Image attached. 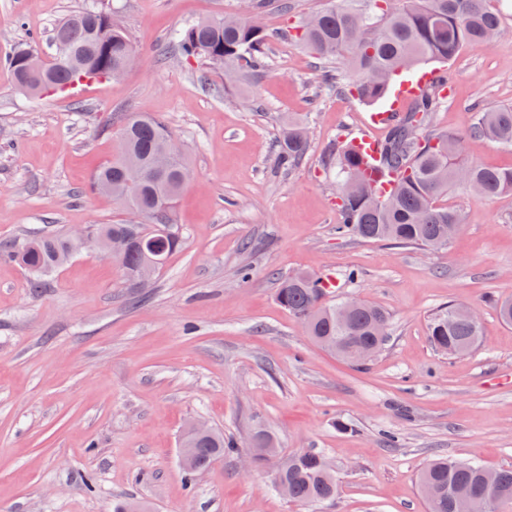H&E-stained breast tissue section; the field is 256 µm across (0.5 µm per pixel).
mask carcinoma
<instances>
[{
    "mask_svg": "<svg viewBox=\"0 0 512 512\" xmlns=\"http://www.w3.org/2000/svg\"><path fill=\"white\" fill-rule=\"evenodd\" d=\"M491 0H328L327 6L294 26L296 36L318 60L321 86L342 84L357 101L382 106L396 81L410 76L420 64H447L468 45H492L502 34L498 11ZM110 9L100 5L85 8L58 21L51 33L52 44L64 50L38 76L26 81L30 96L64 92L91 78H119L125 58L134 52L124 29L109 27L104 15ZM269 34L257 16H224L192 23L175 37V46L186 60H198L209 67H222L238 81L257 79L268 66L266 44ZM442 102L439 85L431 83L405 112L402 121L389 128L383 140L380 168L383 176H393L394 187L383 192L364 174L369 164L352 140L336 141L327 155L325 167L339 178L337 199L340 220L336 233L367 242H388L398 246L423 247L431 237L445 233L450 224H461L460 214L440 200L448 188L461 183L482 197L512 193V168L498 169L469 162L464 158L462 136L439 132L424 137L420 130ZM118 125V146L112 159L92 176L93 190L103 182L119 187L128 177V160L143 169L139 194L122 198L127 211L144 218V226L96 224L90 233L102 241L114 237L127 241V250L117 260L128 287L149 253L142 233L159 215L165 224L175 225L176 236L162 243L159 259L169 258L182 246L184 229L175 223L174 205L183 190L182 173L189 168L186 157L164 154L170 137L164 119L141 114L112 117ZM471 134L512 147V109L481 112ZM310 149L306 128L288 121V137L277 145L275 163L282 169L295 166ZM75 254L66 233L26 239L19 243L0 241V259L20 262L31 274L29 287H42L43 277L59 268ZM328 290L321 279L298 273L281 279L279 302L299 317L307 334L318 344H336L341 336L358 342L386 336L388 315L384 309L358 303L349 324L336 321V305L325 303ZM457 309H441L430 324V341L450 354H466L477 344L480 325L466 316L449 318ZM183 444L195 449V464L185 472L191 477L208 468L232 448L224 435L214 430L205 436L190 435ZM257 460H271L266 448H276L274 437L260 430L253 438ZM485 467L476 461L437 459L422 472L420 483L427 512H456L455 496L493 497L512 507V468L496 471L489 485ZM288 487V500L317 507L336 498L338 484L334 471L322 455L298 452L285 468L274 467L273 485Z\"/></svg>",
    "mask_w": 512,
    "mask_h": 512,
    "instance_id": "carcinoma-1",
    "label": "carcinoma"
}]
</instances>
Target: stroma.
I'll list each match as a JSON object with an SVG mask.
<instances>
[{"label": "stroma", "instance_id": "obj_1", "mask_svg": "<svg viewBox=\"0 0 512 512\" xmlns=\"http://www.w3.org/2000/svg\"><path fill=\"white\" fill-rule=\"evenodd\" d=\"M96 1L138 53L123 78L38 100L0 68V240L127 219L89 189L112 157L116 113L163 117L185 150L193 177L175 212L186 239L147 288L96 253L35 291L24 267L0 260V512H112L128 498L152 512H307L275 491L271 464L250 465L260 429L281 455L331 461L339 493L322 512H426L419 476L436 457L512 467V325L493 308L512 296V195L450 188L443 202L462 224L440 249L337 234L323 156L369 108L318 86L315 59L286 36L325 0L266 8L269 71L242 87L176 55L171 37L249 15L253 0H0V60L22 47L49 56L54 24ZM501 17L492 46L452 61L451 92L424 131L463 135L471 161L508 169L512 148L470 134L477 113L512 108V7ZM286 116L311 137L291 170L274 161ZM297 271L334 277L329 301L384 308L382 350L355 365L316 346L276 297ZM451 304L480 313L470 354L430 342L431 318ZM192 420L235 447L189 482L178 451Z\"/></svg>", "mask_w": 512, "mask_h": 512}]
</instances>
